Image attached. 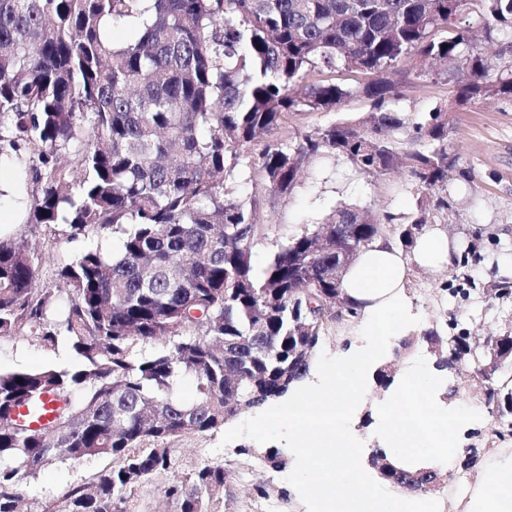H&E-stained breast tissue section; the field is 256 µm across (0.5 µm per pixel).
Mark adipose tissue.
<instances>
[{"instance_id":"1","label":"adipose tissue","mask_w":512,"mask_h":512,"mask_svg":"<svg viewBox=\"0 0 512 512\" xmlns=\"http://www.w3.org/2000/svg\"><path fill=\"white\" fill-rule=\"evenodd\" d=\"M455 249L442 226L427 228L412 253L378 239L363 250L344 276L345 294L358 314L366 335L391 345L405 335V277L408 265L439 270L453 262ZM373 353L337 364L323 386L313 394L295 393L288 406V427L297 450L306 460L302 480L321 505V512H382L377 493L363 469L360 448L340 433L339 427L363 387L364 370ZM436 379L426 371L409 375L388 403L385 412L388 452L400 462L416 465L431 458L454 460L464 453L456 440L437 442L431 428L438 414L410 407L416 397H428ZM457 512H512V450L504 449L479 473L463 494Z\"/></svg>"}]
</instances>
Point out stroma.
I'll use <instances>...</instances> for the list:
<instances>
[{"label":"stroma","instance_id":"1","mask_svg":"<svg viewBox=\"0 0 512 512\" xmlns=\"http://www.w3.org/2000/svg\"><path fill=\"white\" fill-rule=\"evenodd\" d=\"M419 67L417 58H408L397 76L402 95L393 108L409 121L450 99L457 81L456 73L445 65L433 64V71L440 74L436 80L419 78ZM369 110L368 101L357 95L333 112H292L275 137L285 142L300 131L341 119H361ZM451 124L448 152L454 164L448 171L447 186L431 192L432 197L447 198L448 208L436 214L434 221L448 230L458 251L473 249L471 275L475 283L455 294L448 288L450 268L429 271L411 267L406 290L418 318L417 326L410 331L415 341L401 354L388 351L382 356L383 361L393 362L394 380L398 383L407 372L433 368L435 357L419 339L422 330L435 327L444 337L460 329L469 336L512 335V296L491 298L483 290L485 283L499 278L496 258L503 251L512 252V100L475 98L454 109ZM232 185L238 197L254 206L259 223L278 224L291 233L321 222L343 202L357 204L375 215L391 214L400 224L406 223L416 210L417 195L407 172L398 169L375 178L360 173L340 155L310 159L293 193L283 199L272 196L248 166L239 170ZM0 236L19 244L44 245L38 286L48 290L57 287V268L71 262L86 244L82 237L70 239L66 225L48 228L28 223L26 210L10 202L0 205ZM363 344L356 321L331 328L312 362L307 380L309 391L322 386L327 368L334 366L337 359ZM72 360L73 353L64 341L50 349L30 336L0 337V369L4 371L60 368ZM442 385L458 387L456 402L480 415L467 428L464 440L466 446L477 448L476 461L470 467L459 464L442 474L437 512H448V500L454 496L459 479L474 481L492 455L485 438L501 422L484 404L475 384L466 383L464 376L445 372ZM391 396V390L379 389L373 375H366L364 395L342 425L357 447L367 451L384 446L385 410ZM170 445L174 450L170 468L135 491L128 503L129 512H173L163 496L164 489L205 462L226 465L231 472L223 495L210 500L208 512L318 510L306 487L292 480L304 462L294 449V434L287 423L275 421L269 411L241 412L218 431L189 432L173 438ZM274 448L286 456L285 467L276 469L266 464L264 455ZM110 465L107 458H94L78 465H49L35 476L20 480L24 506L28 512H43L44 507L58 504L72 486L92 482L98 471ZM259 479L270 488L268 498L252 495V485Z\"/></svg>","mask_w":512,"mask_h":512}]
</instances>
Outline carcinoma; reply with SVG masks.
I'll list each match as a JSON object with an SVG mask.
<instances>
[{
  "mask_svg": "<svg viewBox=\"0 0 512 512\" xmlns=\"http://www.w3.org/2000/svg\"><path fill=\"white\" fill-rule=\"evenodd\" d=\"M143 14L125 44L104 35L105 21ZM504 35L512 0H0V163L24 164L36 185L27 223L118 244L59 267L67 307L57 315L54 294L36 288V247L0 239V337L54 348L62 336L75 356L60 369L0 371V512H20L22 477L96 457L112 467L45 512H128L133 491L171 467L162 442L217 431L303 381L302 352L320 347L321 317L344 295L326 278L336 250L307 266L310 246L336 224L345 246L374 237L412 251L430 212L448 207L423 195L448 184V114L477 97L512 99V59L491 51ZM413 55L459 78L451 103L407 122L389 108L400 96L389 74ZM323 72L363 80H313ZM355 94L370 101L361 121L273 138L288 113L334 112ZM250 152L281 199L317 155L337 152L376 178L401 165L417 210L395 224L343 204L290 236L257 223L227 187ZM273 233L257 268L253 251ZM450 345L462 368L491 372L484 403L508 423L487 443L511 436L512 356L493 352L512 336ZM185 377L196 383L189 400ZM44 395L63 401L54 420L15 418L22 406L40 412ZM225 482V467L207 463L164 496L175 512H207Z\"/></svg>",
  "mask_w": 512,
  "mask_h": 512,
  "instance_id": "obj_1",
  "label": "carcinoma"
}]
</instances>
